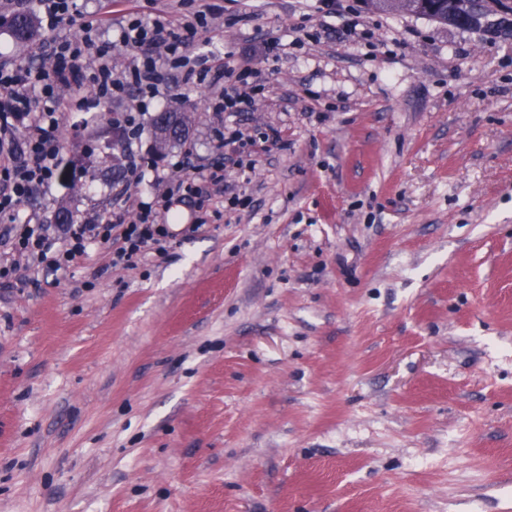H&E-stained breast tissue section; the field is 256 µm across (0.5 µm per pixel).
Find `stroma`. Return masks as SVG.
Masks as SVG:
<instances>
[{
  "mask_svg": "<svg viewBox=\"0 0 512 512\" xmlns=\"http://www.w3.org/2000/svg\"><path fill=\"white\" fill-rule=\"evenodd\" d=\"M204 0H76L116 30ZM211 65L263 87L249 205L187 195L133 267L91 244L0 284V512H512V35L364 0H211ZM161 94L127 141L62 117L22 214L108 224L159 171L153 116L223 161L213 87ZM279 132L267 139L268 129Z\"/></svg>",
  "mask_w": 512,
  "mask_h": 512,
  "instance_id": "35a3bbf8",
  "label": "stroma"
}]
</instances>
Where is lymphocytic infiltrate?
<instances>
[{
	"label": "lymphocytic infiltrate",
	"instance_id": "f902f5d3",
	"mask_svg": "<svg viewBox=\"0 0 512 512\" xmlns=\"http://www.w3.org/2000/svg\"><path fill=\"white\" fill-rule=\"evenodd\" d=\"M37 6V19L49 34L40 52L50 60V67L32 69L0 63V220L15 226L14 235L0 242L24 256L29 264L60 270L83 255L90 242L99 241L111 247L113 266H131L145 247L152 244L161 249L167 242L168 230L157 223L156 209L139 207L135 220L129 223L119 218L109 224L62 225L67 247L58 252L45 225L19 221L29 195L47 187L55 176L63 113L88 112L101 103L134 93L139 104L119 118L117 129L137 137L148 102L159 96L164 81L157 68L161 58L182 70L183 84L210 80L221 85V94L212 100L216 113L248 110L256 89L245 75L235 74L228 65L210 67L203 61L191 64L185 51L197 25L205 22V12L178 23L161 15L136 17L119 25L116 39L109 43L97 40L96 25L76 13L73 0H37ZM73 24L79 25L81 36L57 37V30ZM117 47L135 54L133 66L121 76L112 71V51ZM80 85L90 86L93 96L62 99V90Z\"/></svg>",
	"mask_w": 512,
	"mask_h": 512
}]
</instances>
